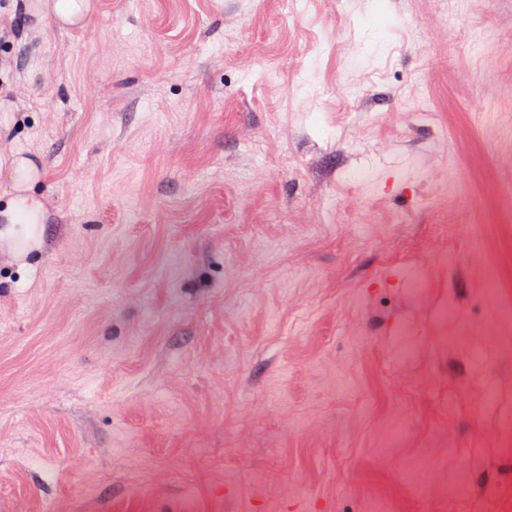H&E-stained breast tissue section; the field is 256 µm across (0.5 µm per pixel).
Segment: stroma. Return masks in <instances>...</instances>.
<instances>
[{
	"label": "stroma",
	"mask_w": 512,
	"mask_h": 512,
	"mask_svg": "<svg viewBox=\"0 0 512 512\" xmlns=\"http://www.w3.org/2000/svg\"><path fill=\"white\" fill-rule=\"evenodd\" d=\"M91 2L0 0V512H512V0ZM90 0H51L47 2L51 16L62 24L82 22L91 10ZM42 215L43 204L35 195L21 191L6 200L0 196V218L3 217L6 224H38Z\"/></svg>",
	"instance_id": "stroma-1"
}]
</instances>
